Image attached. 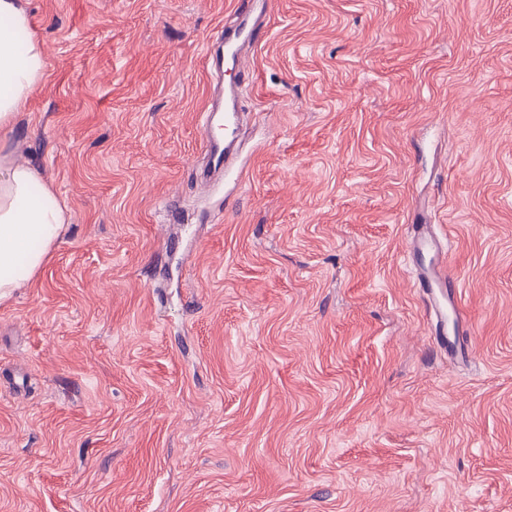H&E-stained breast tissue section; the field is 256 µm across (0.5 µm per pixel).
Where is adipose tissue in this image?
<instances>
[{
    "label": "adipose tissue",
    "instance_id": "1",
    "mask_svg": "<svg viewBox=\"0 0 512 512\" xmlns=\"http://www.w3.org/2000/svg\"><path fill=\"white\" fill-rule=\"evenodd\" d=\"M25 0H0V302L30 283L67 232L70 208L4 140L46 72Z\"/></svg>",
    "mask_w": 512,
    "mask_h": 512
}]
</instances>
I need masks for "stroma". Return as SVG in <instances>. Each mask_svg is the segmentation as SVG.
Segmentation results:
<instances>
[{
  "instance_id": "1",
  "label": "stroma",
  "mask_w": 512,
  "mask_h": 512,
  "mask_svg": "<svg viewBox=\"0 0 512 512\" xmlns=\"http://www.w3.org/2000/svg\"><path fill=\"white\" fill-rule=\"evenodd\" d=\"M28 0L8 149L70 206L0 303V512H512V0ZM446 238L470 362L407 264ZM236 3L238 23L233 29L226 28L224 37L208 46V61L214 74L224 73L225 62H230L232 66L243 63L251 45L259 42L261 37L258 27L262 18L256 23L251 21L255 13L254 0H237ZM224 95L233 99L235 89L229 88L222 90L218 99L214 100L211 109L206 112H214L211 118L209 113H205L203 147L205 157L208 159L207 173H219L229 169L232 160L238 150L237 130H238V110L235 105L224 104ZM225 127L226 135L221 140L218 138L216 128Z\"/></svg>"
}]
</instances>
